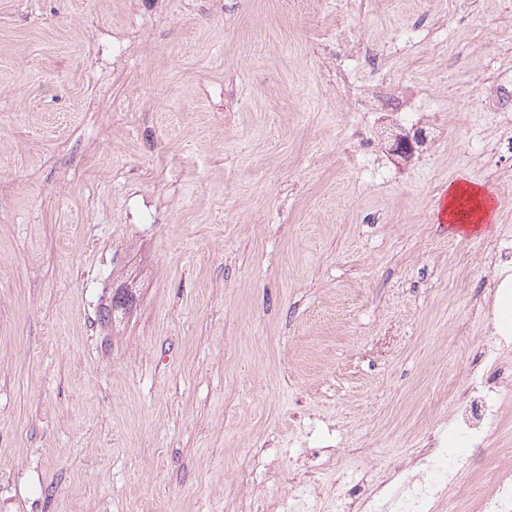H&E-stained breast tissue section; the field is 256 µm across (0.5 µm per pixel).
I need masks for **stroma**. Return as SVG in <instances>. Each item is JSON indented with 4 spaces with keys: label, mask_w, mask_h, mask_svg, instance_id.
I'll use <instances>...</instances> for the list:
<instances>
[{
    "label": "stroma",
    "mask_w": 512,
    "mask_h": 512,
    "mask_svg": "<svg viewBox=\"0 0 512 512\" xmlns=\"http://www.w3.org/2000/svg\"><path fill=\"white\" fill-rule=\"evenodd\" d=\"M509 66L512 0H0V512H236L358 438L464 446ZM381 82L451 133L398 163ZM463 178L495 203L470 235L435 221ZM511 455L512 408L457 496ZM498 78L493 93L481 99V111L489 112L499 119V138L512 144V70L510 76Z\"/></svg>",
    "instance_id": "stroma-1"
}]
</instances>
